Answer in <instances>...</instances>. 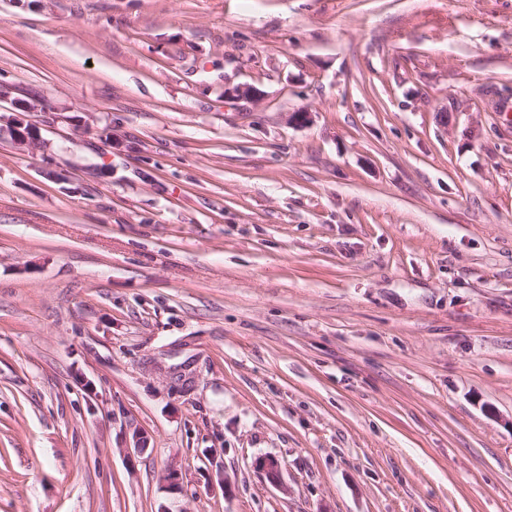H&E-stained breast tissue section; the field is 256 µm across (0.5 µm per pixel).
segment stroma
I'll return each mask as SVG.
<instances>
[{
  "label": "stroma",
  "mask_w": 512,
  "mask_h": 512,
  "mask_svg": "<svg viewBox=\"0 0 512 512\" xmlns=\"http://www.w3.org/2000/svg\"><path fill=\"white\" fill-rule=\"evenodd\" d=\"M0 84V512H512V0H0ZM14 112L16 115L10 118L13 121L12 128L15 130V135L21 141V146H26L35 149L40 144L39 134L37 127L27 119L26 113L33 111L40 106L38 103L32 104L29 102H15ZM18 110L22 111L18 112ZM27 126V127H26Z\"/></svg>",
  "instance_id": "stroma-1"
}]
</instances>
